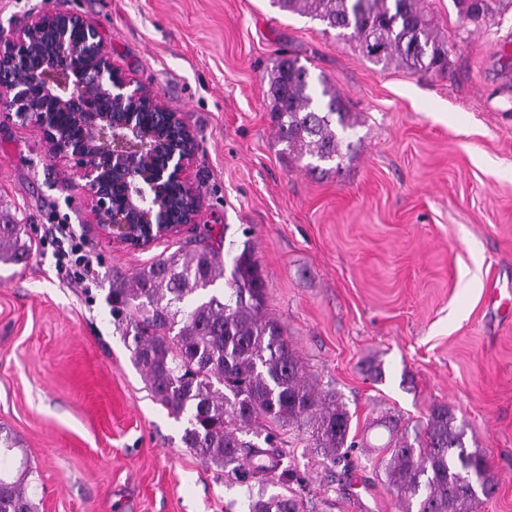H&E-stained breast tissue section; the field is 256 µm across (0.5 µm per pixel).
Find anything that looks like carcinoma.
<instances>
[{
  "label": "carcinoma",
  "instance_id": "1",
  "mask_svg": "<svg viewBox=\"0 0 512 512\" xmlns=\"http://www.w3.org/2000/svg\"><path fill=\"white\" fill-rule=\"evenodd\" d=\"M468 16L489 10L487 0H455ZM283 12L316 20L324 31L354 41L370 62H395L416 72H443L448 48L421 8V0H272ZM315 90L308 70L283 55L267 74L266 98L282 152L342 165L351 151L354 115L325 79ZM22 224H0V264L24 262L30 245ZM209 236L190 248L161 255L112 283V312L133 336L132 358L154 398L175 418L186 417L182 436L203 463L237 472L252 464L259 490L249 512H301L297 499L267 494L264 476L281 466L273 434L261 448L243 436L272 425L307 426L323 465L333 474L347 461L351 415L335 396L310 382L306 365L263 312L266 281L253 246ZM230 256L225 267L222 254ZM224 281V287L217 286ZM390 457L387 484L405 512H477V489L494 490L484 456L465 447L463 427L446 405H435L416 443L386 421ZM28 469L10 474L0 454V512H37V488Z\"/></svg>",
  "mask_w": 512,
  "mask_h": 512
}]
</instances>
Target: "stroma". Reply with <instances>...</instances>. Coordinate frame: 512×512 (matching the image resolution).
<instances>
[{
    "instance_id": "obj_1",
    "label": "stroma",
    "mask_w": 512,
    "mask_h": 512,
    "mask_svg": "<svg viewBox=\"0 0 512 512\" xmlns=\"http://www.w3.org/2000/svg\"><path fill=\"white\" fill-rule=\"evenodd\" d=\"M448 69L368 61L270 0H0V30L33 11H74L113 64L176 108L196 137L189 170L201 220L133 250L94 223L82 180L40 131L0 112V220L25 225L30 256L0 265V427L39 487V512H248V473L206 465L185 420L154 399L112 316V280L224 228L250 238L264 312L319 389L351 414L356 465L331 480L307 428L275 427L295 474L268 493L305 512H402L381 462L387 432L446 405L512 512V315L487 297L512 285V0L461 16L424 0ZM325 76L358 124L350 160L325 177L281 154L266 72L281 55ZM73 225L97 259L83 288L55 267L48 227Z\"/></svg>"
}]
</instances>
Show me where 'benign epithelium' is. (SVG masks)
Returning <instances> with one entry per match:
<instances>
[{
    "instance_id": "benign-epithelium-1",
    "label": "benign epithelium",
    "mask_w": 512,
    "mask_h": 512,
    "mask_svg": "<svg viewBox=\"0 0 512 512\" xmlns=\"http://www.w3.org/2000/svg\"><path fill=\"white\" fill-rule=\"evenodd\" d=\"M0 112L39 128L47 153L85 181L96 223L142 249L198 224L188 177L196 139L179 112L112 63L96 27L45 9L0 35ZM152 112L150 126L138 122Z\"/></svg>"
}]
</instances>
